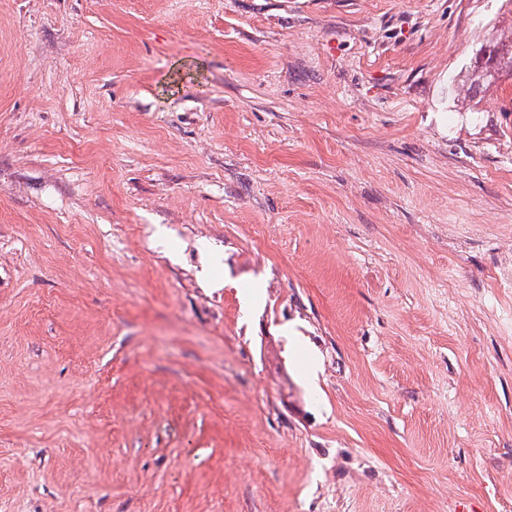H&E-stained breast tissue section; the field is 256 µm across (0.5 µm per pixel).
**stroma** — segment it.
<instances>
[{
  "instance_id": "1",
  "label": "stroma",
  "mask_w": 512,
  "mask_h": 512,
  "mask_svg": "<svg viewBox=\"0 0 512 512\" xmlns=\"http://www.w3.org/2000/svg\"><path fill=\"white\" fill-rule=\"evenodd\" d=\"M502 0H0V512H512ZM499 54L500 49L494 41L483 46L474 65L470 68L471 79L482 82L490 76L496 77L503 73L498 65Z\"/></svg>"
}]
</instances>
